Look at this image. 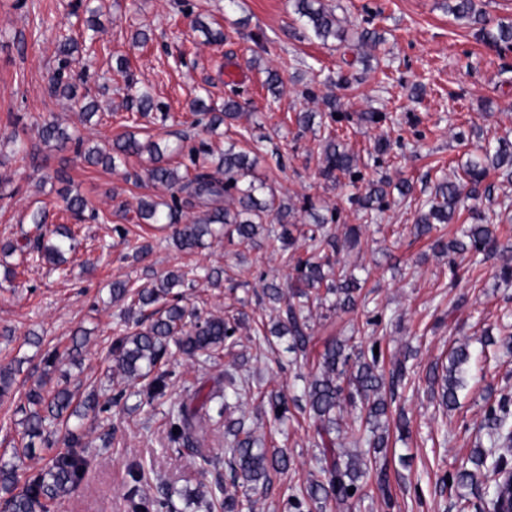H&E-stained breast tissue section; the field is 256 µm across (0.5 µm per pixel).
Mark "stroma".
Returning a JSON list of instances; mask_svg holds the SVG:
<instances>
[{"instance_id":"1","label":"stroma","mask_w":512,"mask_h":512,"mask_svg":"<svg viewBox=\"0 0 512 512\" xmlns=\"http://www.w3.org/2000/svg\"><path fill=\"white\" fill-rule=\"evenodd\" d=\"M321 2L344 19L348 44H325L304 33L291 0H237L233 7L227 0H0V365H20L14 397L0 402V455L21 445L18 400L42 375L55 382L65 371L79 395L95 389L120 397L110 419L91 414L83 419L89 464L79 485L51 512H127L124 493L133 462L149 476L148 494L171 487L179 492L177 512H202L187 498L214 476L188 469L187 449L168 446L167 413L198 381L227 372L249 382L240 407L247 426L268 447L288 451L289 470L272 475L268 488L254 495L256 512H284L290 488L318 474L315 423L293 405L285 424L270 422L258 393L287 387L300 394L302 377L316 370L325 344L349 337L366 345L379 341L385 367L405 360L410 375L396 403L410 434L403 438L389 427L388 446L370 465L360 496L342 505L328 503L323 512H486L483 483L464 488L461 503L441 478L460 469L475 450L489 451L487 405L512 400V347L503 344L512 333V286L500 285L494 276L502 256L512 253V222L496 225V254L470 266L455 285L447 256L431 250L430 238L416 235L414 219L417 200L441 177H452L480 140H512V49L480 40L476 26L449 14L448 0ZM89 7L97 11L98 31L71 59L73 71L91 73L98 110L87 123L83 98L50 96L47 82L57 64L59 36L89 34ZM199 20L222 30L223 40L206 42L195 28ZM364 29L378 31L384 43L358 46ZM139 31L147 42L133 43ZM120 56L127 71L116 66ZM271 70L284 82L276 99L264 85ZM130 77L149 89L157 110L126 109ZM231 94L242 105L241 117L204 135L194 124V100L219 105ZM331 96L342 104L336 120L326 115ZM305 111L316 115L307 131L295 122ZM376 112L385 114V121L372 122ZM50 115L68 132L106 150L128 132L152 138L169 146L174 164L184 160L176 148L185 135L194 146L205 139L244 151L262 141L256 176L297 208L299 223H309L302 206L313 201L339 237L348 226L362 224L361 214L346 190L319 177L321 139L336 136L357 156L366 179L405 181L413 194L391 193L377 223L362 225L361 244L345 259L364 281L366 303L354 312L313 317L307 359L298 366L287 351L288 337H255L284 316L283 306L269 304L262 293L264 277L281 282L288 277L268 237L233 245L219 237L194 251H179L168 232L137 223L141 197L167 196L144 181L147 156L124 157L111 171L89 165L72 150L39 140L36 122ZM383 133L401 144L379 158L373 147ZM17 137L26 142L28 155L16 152ZM66 192L84 197L99 220H74L63 209ZM40 206L47 207L50 223L71 225L77 233V253L64 269L1 250L5 243L39 236L29 215ZM121 227L128 229L127 238L118 235ZM142 244L150 251L139 259L134 249ZM194 266L223 269L224 277L217 287L202 281L187 289L188 305L205 318L223 314L240 299L249 321L235 345L216 358H171L168 395L150 407L110 370L108 351L126 305L111 301L109 288L116 280L138 286L152 274ZM9 267L17 273L10 283L3 279ZM378 312L390 322L376 333L366 320ZM80 328L90 332L80 364L65 361L46 370V352L66 350ZM466 341L472 358L465 386L457 408L447 411L433 398L427 375L438 356Z\"/></svg>"}]
</instances>
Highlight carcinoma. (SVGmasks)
Segmentation results:
<instances>
[{
  "mask_svg": "<svg viewBox=\"0 0 512 512\" xmlns=\"http://www.w3.org/2000/svg\"><path fill=\"white\" fill-rule=\"evenodd\" d=\"M295 12L304 30L326 43L333 39L346 41V30L335 12L310 0H295ZM448 12L456 18L480 25L482 40L496 47H512V19L499 21L495 28L482 26L483 14L476 0H448ZM77 43L64 37L58 48V63L49 83L52 94H69L74 88L73 77L68 72L69 57ZM126 106L138 112L161 109L151 94L127 80ZM197 115L207 117L204 129L212 131L226 120H236L241 115L237 100L229 97L222 106L207 105L201 100L193 103ZM38 135L45 144L56 143L60 147L71 145L75 154L91 165L115 167L120 156L140 155L149 151L154 164L148 170V179L169 192V198L157 202L150 197L140 200L136 215L139 223L157 229H172V241L182 251H193L203 245L208 237L220 234L233 240L251 241L264 225L293 223V207L276 198L273 192H265L266 184L253 175L256 159L246 151H237L231 146L214 152L211 148L189 149V164L180 168L163 163L164 153L158 143L141 142L130 134L113 143L112 152L103 153L85 146L80 136H72L60 129L55 119L45 118L38 125ZM322 167L320 175L327 181H338L339 175L349 178L351 186L362 180L357 158L334 137H327L321 146ZM500 178L512 181V143L505 138L496 144L482 147V154L463 168L462 179H441L436 183L431 196L420 205L415 219L419 236L430 234L437 224H453L463 211L477 213L471 224L459 225L456 237L450 241L438 237L432 247L439 253L453 257L469 255L474 262L478 256H491L497 250V241L486 215L479 212L476 202L484 198L491 200L494 187L482 186L489 171ZM484 190H479V187ZM406 197L411 186L402 181L395 185L388 181H370L365 190L351 198L363 216L374 220L388 205L391 189ZM194 216H187L191 210ZM327 219L314 218L310 228L300 232V237L309 241L307 256L294 248L295 238L278 237L281 242L283 264L291 273L288 283L281 285L271 280L264 285L263 295L273 305L286 306V318L277 321L270 329L272 333L290 336V350L306 354L312 341L310 320L312 308L317 306L328 311L356 308L361 286L346 262L341 257L345 249H353L360 242V229L349 227L345 239L338 241L325 229ZM75 235L71 228L57 226L40 236L31 250L37 261H47L56 267L68 263L67 255L75 251ZM198 275L194 272L170 271L162 277L153 278L141 288L129 283H112V300H129L124 320L119 324L112 341L110 356L112 371L119 374L132 386L142 385L147 402L167 395L168 380L172 372L161 369L167 358L182 354L189 357L210 358L235 344L234 336L244 320L237 315L200 317L193 309L182 304L181 288H193ZM87 342V332L80 329L74 333L72 346L66 356L71 361L80 360L82 348ZM470 352L463 344L453 350L448 365L434 364L428 382L440 387L442 405L457 404L458 390L462 387V367L468 363ZM405 362L398 361L387 373L381 355L374 354V346L355 349L341 341H331L320 354L317 372L304 387L303 396L310 415L319 422L315 446L320 448L319 476L307 484L292 489L288 495L285 512H305V509L334 501L343 504L362 491L358 481L363 477L358 456L349 453L345 445L366 449V454L379 453L387 447L384 429L391 416V404L395 402V391L406 377ZM247 382L238 380L231 373L224 374V382H215L211 388L201 385L190 402H181L173 408L170 426L179 432L169 433L173 443L191 446L196 433L209 423L224 422L227 436L224 455L228 459L229 478L217 474L214 485L196 494V501L210 509L222 512H255L256 501L249 491L270 481L271 473H280L288 468L287 450L267 448L245 427L241 418H232ZM69 387L47 388V382L29 390L25 402L17 406L24 414L23 436L29 440L40 439L45 449L53 450L55 440L50 427L61 421L76 419L73 426L66 427L65 453L52 455L49 465L29 474L22 490H17L18 472L31 457L32 449L25 445L14 449L13 455L0 459V492L5 494L4 503L9 512H51L52 504L68 495L80 482L87 465L86 445L80 432L82 410L106 413L110 402H100L99 395L92 391L81 401ZM269 414L275 421L287 418L288 401L283 391H272L268 395ZM349 407L358 411V420L346 429H341L336 414ZM486 420L490 428L491 447L499 449L498 459L504 466L512 464V410L505 398L489 406ZM144 473H132V485L127 492L132 512H173V494L170 491L160 496L147 495L141 488ZM475 473L463 468L453 475H446L442 483L457 491L474 483ZM354 494H349V489ZM488 512H499L509 497L505 484L492 482L487 487Z\"/></svg>",
  "mask_w": 512,
  "mask_h": 512,
  "instance_id": "cac0c4a2",
  "label": "carcinoma"
}]
</instances>
